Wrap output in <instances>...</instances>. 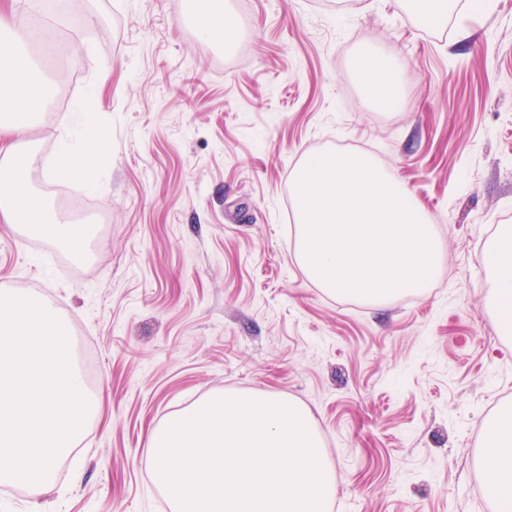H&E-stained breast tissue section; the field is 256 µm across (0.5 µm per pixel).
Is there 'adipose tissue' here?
I'll return each instance as SVG.
<instances>
[{
	"instance_id": "1",
	"label": "adipose tissue",
	"mask_w": 512,
	"mask_h": 512,
	"mask_svg": "<svg viewBox=\"0 0 512 512\" xmlns=\"http://www.w3.org/2000/svg\"><path fill=\"white\" fill-rule=\"evenodd\" d=\"M54 87L42 70L24 52L14 50L0 54V107L7 105L29 111L51 99ZM25 129L22 125L0 119V219L23 225L33 235L54 242L61 249L75 250L83 236L81 225L52 213L48 205L35 196L22 164L18 142ZM102 162L97 145L82 152L60 145L53 177L83 178ZM494 275L496 290L492 305L502 323L512 322V228H506L491 245L486 257ZM479 468L491 493L498 502V512H512V426L492 423L480 452Z\"/></svg>"
}]
</instances>
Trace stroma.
Returning <instances> with one entry per match:
<instances>
[{"mask_svg": "<svg viewBox=\"0 0 512 512\" xmlns=\"http://www.w3.org/2000/svg\"><path fill=\"white\" fill-rule=\"evenodd\" d=\"M28 0L24 47L56 88L26 119L28 179L87 227L72 252L0 221V290L57 309L100 401L49 488L0 512H164L149 431L215 392L309 409L333 467L329 512H494L478 496L489 420L512 407V336L485 255L512 225V0L428 26L405 0H224L201 38L184 0ZM383 59L371 100L358 58ZM104 82L99 124L71 103ZM102 149L93 184L54 179L59 140ZM403 182L440 245L415 300L327 293L296 254L289 177L329 151ZM190 11H196L200 2L208 4L209 12L203 17L201 24L202 35L215 40L224 41V28L228 27V22L223 18L224 2L223 0H187L185 1ZM359 72L365 95L370 99L386 97L394 82L386 63L375 57H364L359 62Z\"/></svg>", "mask_w": 512, "mask_h": 512, "instance_id": "obj_1", "label": "stroma"}]
</instances>
